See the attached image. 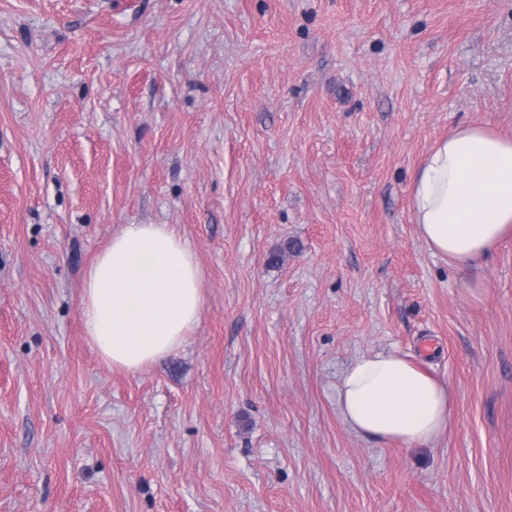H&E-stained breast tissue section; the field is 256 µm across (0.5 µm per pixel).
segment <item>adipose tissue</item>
Listing matches in <instances>:
<instances>
[{
  "mask_svg": "<svg viewBox=\"0 0 512 512\" xmlns=\"http://www.w3.org/2000/svg\"><path fill=\"white\" fill-rule=\"evenodd\" d=\"M413 221L434 252L461 271L512 240V135L486 124L456 128L424 157L411 187ZM203 282L193 250L173 224H125L90 265L84 334L112 369L135 373L195 330ZM357 433L424 446L448 429L452 392L402 354L357 358L338 389Z\"/></svg>",
  "mask_w": 512,
  "mask_h": 512,
  "instance_id": "adipose-tissue-1",
  "label": "adipose tissue"
}]
</instances>
